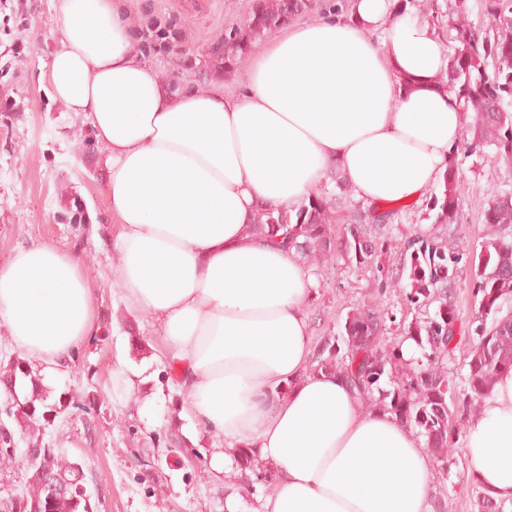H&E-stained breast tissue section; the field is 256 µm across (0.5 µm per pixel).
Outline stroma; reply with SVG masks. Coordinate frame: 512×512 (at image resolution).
I'll return each mask as SVG.
<instances>
[{"label":"stroma","instance_id":"35a3bbf8","mask_svg":"<svg viewBox=\"0 0 512 512\" xmlns=\"http://www.w3.org/2000/svg\"><path fill=\"white\" fill-rule=\"evenodd\" d=\"M249 0H123L134 25L136 50L172 89L239 90L247 64L231 73L214 68L224 40L242 27ZM52 0H0V266L23 247L48 244L75 251L93 292L96 331L78 350L68 372L42 373L47 403L57 415L46 432L82 464L95 512H226L229 494L239 512H260L271 484L251 471L210 465L214 437L182 410L178 377L161 322L130 309L117 285L114 242L121 226L106 192L103 149L83 114L55 98L41 72L59 46ZM462 196L459 216L444 237L460 255L451 302L456 325L473 332L479 299L473 293L470 259L484 242L483 213L493 195L512 190V162L495 148L458 156ZM427 196L391 217L384 234L403 240L431 231ZM314 278L306 303L311 346L340 336L349 315L382 307L394 316L387 343L401 340L420 315L403 288L378 294L377 268L396 271V255L376 266L355 268L344 258L334 266L304 262ZM182 435L174 451L171 434ZM469 463L456 455L436 472L432 505L438 512H476Z\"/></svg>","mask_w":512,"mask_h":512}]
</instances>
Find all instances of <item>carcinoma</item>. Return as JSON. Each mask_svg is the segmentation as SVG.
Returning a JSON list of instances; mask_svg holds the SVG:
<instances>
[{
  "mask_svg": "<svg viewBox=\"0 0 512 512\" xmlns=\"http://www.w3.org/2000/svg\"><path fill=\"white\" fill-rule=\"evenodd\" d=\"M489 30L471 26L461 9L448 26L454 42L448 74L438 83L464 99V112L474 113L463 126L453 149L467 156L493 147L507 162L512 161V0H481ZM312 7L311 0H253L244 28L232 31L224 46V70L234 69L251 45ZM493 69H488V66ZM331 190L312 193L291 209L260 207L248 230L272 243L321 264H331L343 254L355 267L374 263L386 239L373 227L377 217L341 205L350 193L342 172L333 167L328 174ZM461 185L455 161L448 162L440 194L430 196L434 223L452 224L460 209ZM486 239L474 271V293L480 297L481 323L466 353V399L453 407V391L445 361L454 352L457 316L448 303V287L460 257L448 253L437 237L416 233L403 243V268L408 273L409 304L425 316L408 326L406 335L419 348L421 358L407 363L400 349L384 348L379 338L387 332V316L378 308L352 313L344 323L341 339L345 351L328 344L318 353L314 370H338L357 389L362 400L388 411L409 425L434 451L438 467L448 469L456 451L453 438L461 432L471 406L492 386L496 376L512 369V191L496 193L484 212ZM435 303V310H429ZM31 375L19 358L0 372V383L8 384L17 374ZM388 381L390 388L381 387ZM38 391L23 402L7 396L0 406V476L14 473L23 480L0 497V512H85L84 502L74 498V487L86 483L82 465L69 459L56 441H44L40 421L52 407ZM18 427L26 444L39 449L29 458L15 440ZM478 512H504L505 504L477 492Z\"/></svg>",
  "mask_w": 512,
  "mask_h": 512,
  "instance_id": "cac0c4a2",
  "label": "carcinoma"
}]
</instances>
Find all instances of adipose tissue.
<instances>
[{
  "instance_id": "ef3b65f1",
  "label": "adipose tissue",
  "mask_w": 512,
  "mask_h": 512,
  "mask_svg": "<svg viewBox=\"0 0 512 512\" xmlns=\"http://www.w3.org/2000/svg\"><path fill=\"white\" fill-rule=\"evenodd\" d=\"M54 8L60 46L41 77L107 152L118 286L163 324L192 413L223 440L211 468L253 448L276 472L263 512H431L423 439L364 411L340 372H308L313 279L248 231L259 207L297 205L334 167L375 205L442 179L464 112L434 83L449 57L429 23L352 0L272 36L240 91L178 92L134 51L117 0ZM93 306L75 252L34 245L0 267V326L46 371L69 369ZM463 453L470 479L512 503V369L469 416Z\"/></svg>"
}]
</instances>
